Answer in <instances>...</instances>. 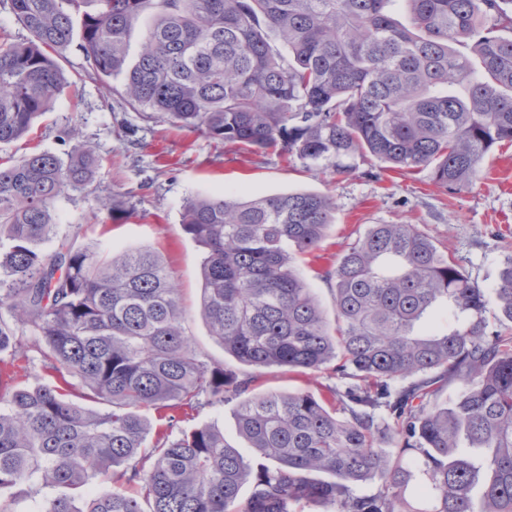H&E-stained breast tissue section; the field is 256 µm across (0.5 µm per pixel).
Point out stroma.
Here are the masks:
<instances>
[{
	"instance_id": "1",
	"label": "stroma",
	"mask_w": 512,
	"mask_h": 512,
	"mask_svg": "<svg viewBox=\"0 0 512 512\" xmlns=\"http://www.w3.org/2000/svg\"><path fill=\"white\" fill-rule=\"evenodd\" d=\"M57 60L69 80L49 112L25 137L0 146V160L16 161L34 151L65 156L81 141L98 160L94 183L86 190L59 197L52 205L59 235L73 234L81 246L109 243L119 249L158 253L179 283L183 326L205 360L245 373L209 334L200 311L201 248L182 229L185 203L198 196L231 190L240 198L310 191L336 204L335 220L317 257L297 256L294 267L316 295L327 318H334L333 281L325 272L371 224H416L440 250L453 255L471 281L495 287L501 263L512 255V144L498 147L483 163L472 185L450 193L435 185L429 171L402 174L383 168L372 157L357 159L350 173L304 166L274 150L254 152L224 144L162 119H145L128 109L117 90L71 78L86 64L78 46ZM111 198L113 213L99 212L97 200ZM255 390L288 393L299 390L327 395L336 380L326 373L302 375L285 368H256ZM236 404L207 407L182 419L189 430L217 423L225 438L244 456L252 450L238 432Z\"/></svg>"
}]
</instances>
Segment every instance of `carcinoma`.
Returning a JSON list of instances; mask_svg holds the SVG:
<instances>
[{
  "label": "carcinoma",
  "instance_id": "obj_1",
  "mask_svg": "<svg viewBox=\"0 0 512 512\" xmlns=\"http://www.w3.org/2000/svg\"><path fill=\"white\" fill-rule=\"evenodd\" d=\"M395 2L10 0L30 38L0 34V144L51 109L66 78L48 50L72 44L79 14L78 82L110 91L123 77L119 96L149 119L307 167L344 173L370 155L466 188L512 142V0H406L405 24ZM150 7L132 62L131 29ZM95 174L86 144L0 165V308L56 378L0 380V489L62 490L38 512H512V257L489 291L418 225L371 224L326 272L332 327L289 252L319 247L331 198L189 200L182 228L203 249L210 335L243 365L331 373L339 418L306 391L251 395L254 378L203 360L153 252L57 238L53 202ZM21 346L0 324V353ZM233 397L254 457L214 423L173 437L187 412ZM150 409L164 411L155 432ZM372 476L380 489L360 493ZM95 481L134 491L96 493Z\"/></svg>",
  "mask_w": 512,
  "mask_h": 512
}]
</instances>
